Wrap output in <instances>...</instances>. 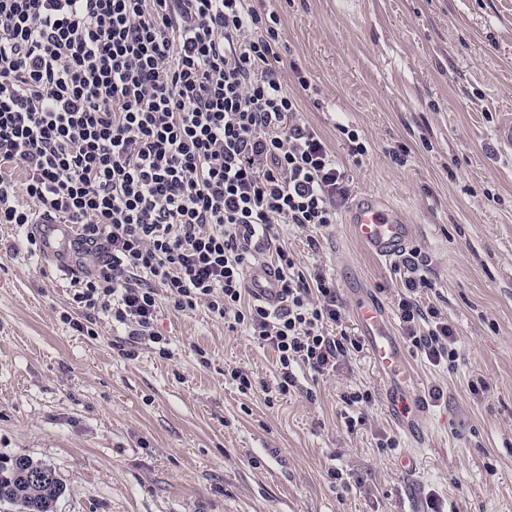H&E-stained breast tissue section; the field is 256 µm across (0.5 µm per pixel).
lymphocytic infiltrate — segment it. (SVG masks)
Masks as SVG:
<instances>
[{
  "label": "lymphocytic infiltrate",
  "instance_id": "lymphocytic-infiltrate-1",
  "mask_svg": "<svg viewBox=\"0 0 512 512\" xmlns=\"http://www.w3.org/2000/svg\"><path fill=\"white\" fill-rule=\"evenodd\" d=\"M278 24L256 0H0V223L31 254L28 227L42 219L76 226L79 246L97 251L61 315L72 328L107 313L166 358L160 302L203 308L273 350L264 392L284 396L300 376L334 372L355 342L332 277L305 275L287 250L276 251L278 307L246 282L243 230L273 239L282 224L329 226L351 192L345 165L299 117L314 85L297 68L289 90L270 66ZM12 165L23 183L5 174ZM424 265L402 259L395 309L438 368L456 362L458 340L420 294Z\"/></svg>",
  "mask_w": 512,
  "mask_h": 512
}]
</instances>
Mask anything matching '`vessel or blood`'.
<instances>
[{"label":"vessel or blood","instance_id":"vessel-or-blood-1","mask_svg":"<svg viewBox=\"0 0 512 512\" xmlns=\"http://www.w3.org/2000/svg\"><path fill=\"white\" fill-rule=\"evenodd\" d=\"M345 222L351 237L371 255L390 261L402 256L411 236L400 210L387 205L380 197L365 194L348 207ZM70 225L52 220L42 224L41 248L56 258L60 267L71 268ZM247 284L259 299L270 306L280 303L275 274L264 263L251 265ZM352 319L364 337L373 362L385 382V400L394 423L406 433L422 434L426 419L424 394L419 374L399 345L386 307L371 288L346 291Z\"/></svg>","mask_w":512,"mask_h":512}]
</instances>
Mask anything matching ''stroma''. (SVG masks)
Wrapping results in <instances>:
<instances>
[{"mask_svg":"<svg viewBox=\"0 0 512 512\" xmlns=\"http://www.w3.org/2000/svg\"><path fill=\"white\" fill-rule=\"evenodd\" d=\"M263 6L280 17L275 70L292 79L296 61L321 91L302 119L343 160L337 124L359 131L368 154L349 163L352 193L401 208L429 263L425 296L457 334L449 367L412 357L424 387L444 393L424 446L392 422L366 349L270 405L224 370L273 382V351L202 308L162 306L155 329L172 359L145 345L122 357L127 327L101 314L90 337L63 323L71 272L8 251L17 231L0 224V456L57 470L55 512H424L431 496L445 512H512V157L494 136L512 113V0ZM278 233L299 270L322 266L337 290L367 286L393 308L395 265L367 255L344 221L313 248L296 226ZM358 389L373 399L351 431L342 396ZM388 437L396 447H382Z\"/></svg>","mask_w":512,"mask_h":512,"instance_id":"obj_1","label":"stroma"}]
</instances>
